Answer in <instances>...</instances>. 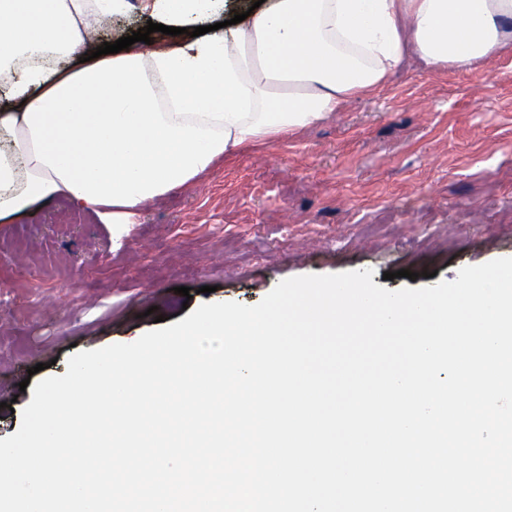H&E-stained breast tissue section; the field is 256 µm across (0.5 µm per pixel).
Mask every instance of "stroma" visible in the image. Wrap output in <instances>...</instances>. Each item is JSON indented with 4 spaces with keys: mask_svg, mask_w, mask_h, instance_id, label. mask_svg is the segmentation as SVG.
<instances>
[{
    "mask_svg": "<svg viewBox=\"0 0 512 512\" xmlns=\"http://www.w3.org/2000/svg\"><path fill=\"white\" fill-rule=\"evenodd\" d=\"M512 256V47L475 71L408 61L373 94L249 143L122 229L59 198L0 222V439L74 351L205 303L369 269L388 290ZM191 289V298L178 287Z\"/></svg>",
    "mask_w": 512,
    "mask_h": 512,
    "instance_id": "obj_1",
    "label": "stroma"
}]
</instances>
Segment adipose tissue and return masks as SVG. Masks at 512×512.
<instances>
[{
  "instance_id": "adipose-tissue-1",
  "label": "adipose tissue",
  "mask_w": 512,
  "mask_h": 512,
  "mask_svg": "<svg viewBox=\"0 0 512 512\" xmlns=\"http://www.w3.org/2000/svg\"><path fill=\"white\" fill-rule=\"evenodd\" d=\"M171 44L96 56L130 0H0V220L64 197L107 224L248 142L315 124L407 56L469 71L512 46V0H142ZM206 27L194 37V27Z\"/></svg>"
}]
</instances>
